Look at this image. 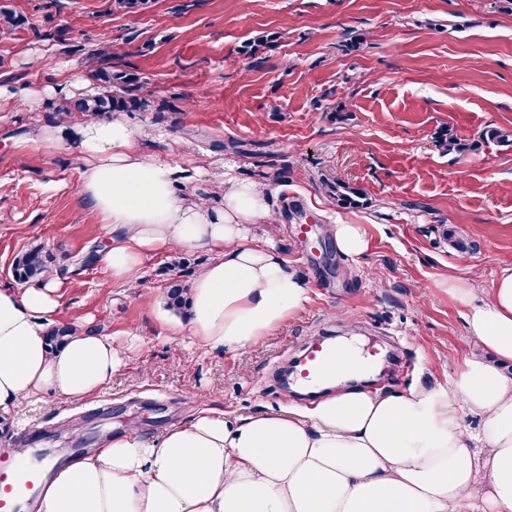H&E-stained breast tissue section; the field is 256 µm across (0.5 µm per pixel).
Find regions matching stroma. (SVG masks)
I'll list each match as a JSON object with an SVG mask.
<instances>
[{"mask_svg":"<svg viewBox=\"0 0 512 512\" xmlns=\"http://www.w3.org/2000/svg\"><path fill=\"white\" fill-rule=\"evenodd\" d=\"M22 23L0 33V83L38 104L0 99V288L39 248L61 304L95 336L135 337L111 385L85 400L45 393L0 411V448L40 430L35 451L92 448L136 424L157 442L204 406L247 416L278 409L281 369L319 336H361L391 348L382 392L450 383L480 348L444 281L491 282L512 264V0H0ZM112 62L95 54L101 38ZM136 77L141 108L121 112L154 138L145 153L198 169V190L223 173L267 182L281 222L276 244L310 282L311 301L254 349L190 342L166 301L167 267L198 272L210 256L153 258L141 290L114 283L101 262L112 234L79 193L80 156L49 149L39 128L64 77L94 83L102 68ZM467 144L458 152L449 139ZM345 182L364 204L332 191ZM311 227L308 243L292 229ZM361 225L362 255L340 251L333 227ZM472 243L458 251L450 233Z\"/></svg>","mask_w":512,"mask_h":512,"instance_id":"35a3bbf8","label":"stroma"}]
</instances>
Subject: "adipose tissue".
Wrapping results in <instances>:
<instances>
[{"instance_id":"1","label":"adipose tissue","mask_w":512,"mask_h":512,"mask_svg":"<svg viewBox=\"0 0 512 512\" xmlns=\"http://www.w3.org/2000/svg\"><path fill=\"white\" fill-rule=\"evenodd\" d=\"M143 136L119 118L71 115L40 132L83 159L79 191L112 227L101 252L112 282L134 285L163 252L207 250L191 284V336L210 349L259 345L310 301L275 244L271 185L231 178L179 197L190 175L144 153ZM59 290L53 279L0 289V410L48 391L93 397L125 361L127 344L79 324L49 350ZM447 292L482 349L451 384L372 392L350 387L340 367L332 392L307 407L237 417L205 406L151 446L131 428L65 465L44 460L51 477L35 512H512V264L489 287L451 278ZM462 406L482 420V447Z\"/></svg>"}]
</instances>
